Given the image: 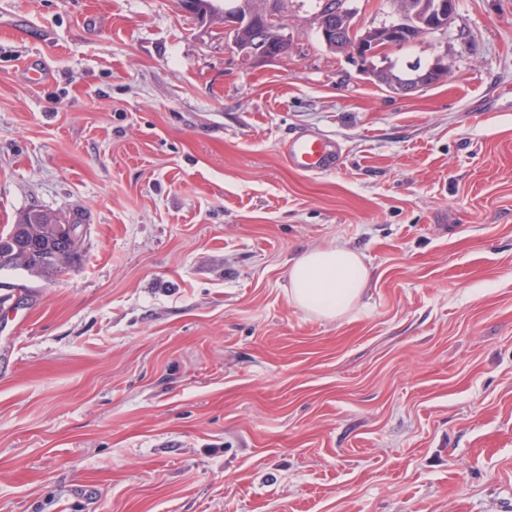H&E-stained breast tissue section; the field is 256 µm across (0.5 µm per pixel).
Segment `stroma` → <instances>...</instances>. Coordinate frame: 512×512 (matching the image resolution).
I'll use <instances>...</instances> for the list:
<instances>
[{
    "label": "stroma",
    "instance_id": "1",
    "mask_svg": "<svg viewBox=\"0 0 512 512\" xmlns=\"http://www.w3.org/2000/svg\"><path fill=\"white\" fill-rule=\"evenodd\" d=\"M288 33L254 65L179 0H0V229L81 239L0 274V512H512V0L390 52L448 56L405 96ZM304 130L338 171L288 167ZM336 244L371 279L323 320L288 264ZM447 63L444 62V56H438L432 66L425 73V77L429 79L419 82L418 84L412 83H397L395 79H391L390 86L388 87L393 93L398 95H406L420 89L424 85L434 84L446 77ZM430 79L432 81H430ZM32 224L36 235L34 244L28 248L18 247L19 236L15 231L22 222ZM17 222V223H16ZM7 232H0V273L22 270L29 276L54 281L65 274L79 257L80 240L77 246V222L71 224L75 233L72 240L64 230L69 220L47 210L30 209L19 215ZM60 255L63 256L59 262Z\"/></svg>",
    "mask_w": 512,
    "mask_h": 512
}]
</instances>
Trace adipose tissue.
Wrapping results in <instances>:
<instances>
[{
  "label": "adipose tissue",
  "mask_w": 512,
  "mask_h": 512,
  "mask_svg": "<svg viewBox=\"0 0 512 512\" xmlns=\"http://www.w3.org/2000/svg\"><path fill=\"white\" fill-rule=\"evenodd\" d=\"M370 277L363 255L348 246L310 249L290 262L289 298L320 318L338 320L358 304Z\"/></svg>",
  "instance_id": "1"
}]
</instances>
